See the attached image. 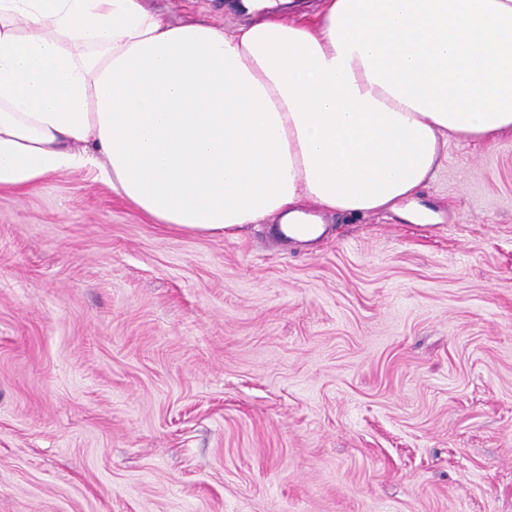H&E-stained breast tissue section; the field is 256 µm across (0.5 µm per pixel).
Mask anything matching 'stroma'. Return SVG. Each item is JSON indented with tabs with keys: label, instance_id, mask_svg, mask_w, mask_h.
Masks as SVG:
<instances>
[{
	"label": "stroma",
	"instance_id": "obj_1",
	"mask_svg": "<svg viewBox=\"0 0 512 512\" xmlns=\"http://www.w3.org/2000/svg\"><path fill=\"white\" fill-rule=\"evenodd\" d=\"M415 201L283 243L0 188V512H512V131Z\"/></svg>",
	"mask_w": 512,
	"mask_h": 512
}]
</instances>
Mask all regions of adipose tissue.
<instances>
[{
	"label": "adipose tissue",
	"mask_w": 512,
	"mask_h": 512,
	"mask_svg": "<svg viewBox=\"0 0 512 512\" xmlns=\"http://www.w3.org/2000/svg\"><path fill=\"white\" fill-rule=\"evenodd\" d=\"M0 0V187L78 170L175 230L412 200L452 140L512 130V0ZM243 0H156L155 5L170 19H204L219 27H232L247 15L241 8Z\"/></svg>",
	"instance_id": "adipose-tissue-1"
}]
</instances>
